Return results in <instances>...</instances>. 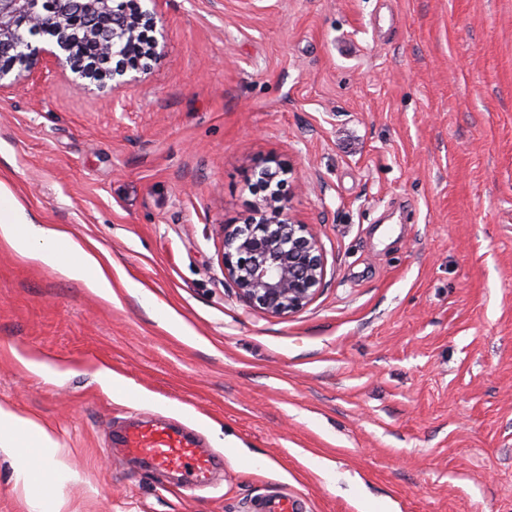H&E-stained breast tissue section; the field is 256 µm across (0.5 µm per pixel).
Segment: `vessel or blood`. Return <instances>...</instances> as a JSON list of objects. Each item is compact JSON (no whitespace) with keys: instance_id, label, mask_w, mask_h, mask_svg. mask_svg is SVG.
Wrapping results in <instances>:
<instances>
[{"instance_id":"b4317fda","label":"vessel or blood","mask_w":512,"mask_h":512,"mask_svg":"<svg viewBox=\"0 0 512 512\" xmlns=\"http://www.w3.org/2000/svg\"><path fill=\"white\" fill-rule=\"evenodd\" d=\"M199 443L198 433L183 425L130 421L119 428L113 445L126 455L146 459L156 472L181 473L189 487L205 483L213 468V456L200 453ZM253 512H302V505L275 495L256 501Z\"/></svg>"}]
</instances>
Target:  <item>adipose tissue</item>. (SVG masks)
<instances>
[{"label": "adipose tissue", "instance_id": "ef3b65f1", "mask_svg": "<svg viewBox=\"0 0 512 512\" xmlns=\"http://www.w3.org/2000/svg\"><path fill=\"white\" fill-rule=\"evenodd\" d=\"M0 245L82 281L104 298L112 296V275L96 256L61 228L39 223L1 182ZM31 447L45 462L47 472L39 475L24 465L14 470L16 483L24 489L28 512H63L66 501L61 488L75 474L62 457L59 441L36 418L0 405V449L19 457Z\"/></svg>", "mask_w": 512, "mask_h": 512}]
</instances>
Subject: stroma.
I'll use <instances>...</instances> for the list:
<instances>
[{
    "mask_svg": "<svg viewBox=\"0 0 512 512\" xmlns=\"http://www.w3.org/2000/svg\"><path fill=\"white\" fill-rule=\"evenodd\" d=\"M161 11L120 96L42 59L0 93V182L112 261L107 301L0 246V404L58 439L66 512H512V0ZM266 159L326 264L286 317L220 264ZM133 416L197 431L213 484L113 449ZM253 512H301L298 500H290L279 495L263 497L253 505Z\"/></svg>",
    "mask_w": 512,
    "mask_h": 512,
    "instance_id": "35a3bbf8",
    "label": "stroma"
}]
</instances>
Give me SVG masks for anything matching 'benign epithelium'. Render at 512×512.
<instances>
[{
	"mask_svg": "<svg viewBox=\"0 0 512 512\" xmlns=\"http://www.w3.org/2000/svg\"><path fill=\"white\" fill-rule=\"evenodd\" d=\"M162 18L144 10L140 0H0V91L14 70L29 71L42 55L60 67L68 66L73 83L86 88L93 77L79 49L89 45L102 57L118 54L108 71L122 89L128 73L143 69L155 53L156 40L145 38L144 25L156 27ZM45 37L49 47L34 45ZM221 265L247 307L275 317L290 316L307 307L325 278V259L315 225L306 224L268 195L240 224L222 226Z\"/></svg>",
	"mask_w": 512,
	"mask_h": 512,
	"instance_id": "obj_1",
	"label": "benign epithelium"
}]
</instances>
